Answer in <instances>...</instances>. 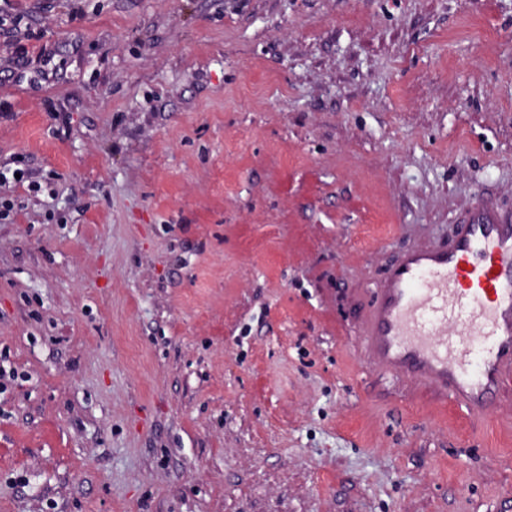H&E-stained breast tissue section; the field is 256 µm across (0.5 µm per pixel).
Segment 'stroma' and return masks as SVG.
Here are the masks:
<instances>
[{
	"label": "stroma",
	"mask_w": 512,
	"mask_h": 512,
	"mask_svg": "<svg viewBox=\"0 0 512 512\" xmlns=\"http://www.w3.org/2000/svg\"><path fill=\"white\" fill-rule=\"evenodd\" d=\"M0 512H512L373 371L403 248L512 211V0H0ZM19 173L20 178H16L15 174ZM38 172L30 170V169H20L16 168L11 170L10 168L4 166L0 167V188L1 187H24L26 184V188L29 192L38 193L41 191V183L38 178Z\"/></svg>",
	"instance_id": "obj_1"
}]
</instances>
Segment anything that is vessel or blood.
I'll return each mask as SVG.
<instances>
[{"mask_svg": "<svg viewBox=\"0 0 512 512\" xmlns=\"http://www.w3.org/2000/svg\"><path fill=\"white\" fill-rule=\"evenodd\" d=\"M370 367L414 382L436 406L512 432V213L465 207L447 245L388 263L360 326Z\"/></svg>", "mask_w": 512, "mask_h": 512, "instance_id": "vessel-or-blood-1", "label": "vessel or blood"}]
</instances>
